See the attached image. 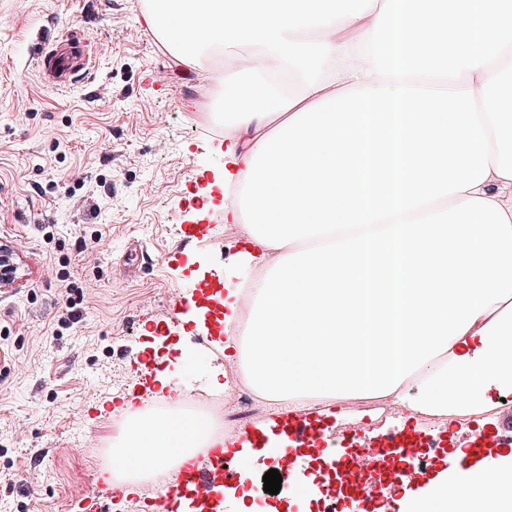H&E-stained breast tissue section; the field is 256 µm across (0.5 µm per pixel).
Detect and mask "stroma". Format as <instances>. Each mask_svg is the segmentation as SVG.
<instances>
[{
    "mask_svg": "<svg viewBox=\"0 0 512 512\" xmlns=\"http://www.w3.org/2000/svg\"><path fill=\"white\" fill-rule=\"evenodd\" d=\"M147 0H0V240L19 252L21 275L0 288V512H83L87 486L73 470L104 472L89 442L121 431L112 395L145 393L154 363L174 385L204 390L224 362L216 319L167 318L176 293L223 278L240 246L196 236L223 211L222 138L207 126L224 91L211 62L183 74L159 36L139 22ZM78 37L96 58L70 88L41 80L29 46L37 33ZM165 69L167 81L154 73ZM111 150H103L104 141ZM100 232L98 265L77 267L94 288L78 323L59 327L61 274L83 234ZM363 429L336 422L331 447L374 443L399 418L367 413ZM275 459L250 470L248 504L321 512L289 484L265 493Z\"/></svg>",
    "mask_w": 512,
    "mask_h": 512,
    "instance_id": "obj_1",
    "label": "stroma"
}]
</instances>
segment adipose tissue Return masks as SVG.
I'll use <instances>...</instances> for the list:
<instances>
[{
    "label": "adipose tissue",
    "instance_id": "ef3b65f1",
    "mask_svg": "<svg viewBox=\"0 0 512 512\" xmlns=\"http://www.w3.org/2000/svg\"><path fill=\"white\" fill-rule=\"evenodd\" d=\"M385 0H152L139 21L162 36L169 52L185 71L198 69L206 51L242 40L260 45L263 69L244 65L235 76H216L224 88V118L230 131L224 136V221L241 222L238 191L244 184L248 163L262 140L281 122L301 109L351 88L393 86L392 78L368 74L358 47L371 32ZM512 61V51L497 62L466 71L461 82L407 77L410 86L433 90L472 91L481 98L482 85ZM297 76L300 91L291 95L268 79L272 73ZM485 198L501 205L512 221V179L490 173L467 192L434 200L436 212L469 198ZM262 278L242 282L224 280V328L229 336L224 356L240 358L241 342L232 330L240 321V291L257 293ZM416 394L399 386L394 396L412 414L441 416L480 415L496 405L502 393L512 391V298L493 304L470 329L450 342L448 350L427 361L412 375ZM128 417L120 444L112 455V470L125 475L130 492L156 469L152 448L162 443L158 422L135 396L120 398ZM180 435L169 438L170 465L179 467L195 456L199 447L222 445L223 437L208 432L192 417L174 421ZM454 475L440 472L414 490L405 491L400 512H512V455L484 461L473 467L468 484L457 499L448 496Z\"/></svg>",
    "mask_w": 512,
    "mask_h": 512
}]
</instances>
